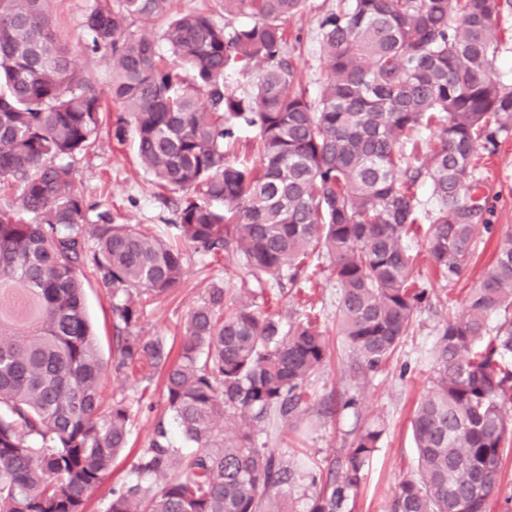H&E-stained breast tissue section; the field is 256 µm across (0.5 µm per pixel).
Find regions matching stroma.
Returning a JSON list of instances; mask_svg holds the SVG:
<instances>
[{"label":"stroma","instance_id":"obj_1","mask_svg":"<svg viewBox=\"0 0 512 512\" xmlns=\"http://www.w3.org/2000/svg\"><path fill=\"white\" fill-rule=\"evenodd\" d=\"M338 2L306 0L303 10L286 23L290 35L300 39L291 53L292 62L312 99L318 98L326 76L319 58V25ZM89 4L90 0H50L49 13L53 23L68 34L80 72L104 89L110 74L106 58L84 52L80 45L81 22ZM73 167L76 183L90 204L89 220H96L98 213L107 211L117 222L170 236L177 221L178 197L172 194L160 198L151 177L137 162L133 141L121 144L103 136L94 153L75 156ZM476 176L487 201L493 234L511 230L512 132L500 137L495 155L481 161ZM493 234L479 235L477 259L454 283L431 275L425 240L412 242L411 251L422 274L420 285L426 288L427 295L409 336L386 366L376 372H356L353 355L339 334V291L328 260H321L313 288L300 292L287 284L276 299L270 300L272 312L287 323L301 320L308 308H315L319 327L331 348L329 361L309 381L310 398L295 434L287 442L289 447L301 450L320 482L285 487L282 497L288 512H305L308 498L321 492L324 482L334 479L339 460L358 435L369 428L379 430L381 436L362 483L348 494L345 512H389L397 485L417 466L410 418L421 396L433 384L440 331L449 316L462 313L467 290L480 278L492 255ZM185 268L179 288L144 306L138 322L140 335L180 343L188 314L205 299L210 288L226 284L252 290L258 287L243 261L233 254L214 260L190 250L185 255ZM84 299L105 365L103 401L108 404L124 398L133 404L129 446L87 503V512H107L113 484L130 472L151 440L156 417L166 405V390L161 376L115 372L110 294L91 277L84 282Z\"/></svg>","mask_w":512,"mask_h":512}]
</instances>
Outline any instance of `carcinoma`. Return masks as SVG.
Wrapping results in <instances>:
<instances>
[{
    "label": "carcinoma",
    "mask_w": 512,
    "mask_h": 512,
    "mask_svg": "<svg viewBox=\"0 0 512 512\" xmlns=\"http://www.w3.org/2000/svg\"><path fill=\"white\" fill-rule=\"evenodd\" d=\"M174 0H92L83 47L106 57L118 115L113 137L133 135L155 186L180 195V240L197 253L238 255L269 288L318 275L329 260L339 288L340 333L358 370L375 372L412 328L425 290L407 241L425 231L431 273L457 281L492 226L475 179L483 155L512 130V86L495 69L512 0H341L320 24L326 69L307 95L288 55V17L305 0H224L242 26L209 15L170 17ZM168 19L155 43L129 20ZM253 72L249 96L226 75ZM103 93L74 67L49 0H0V512H85L126 449L131 406L99 417L102 359L86 317L84 272L110 290L114 369L161 373L167 392L148 448L112 487L107 512H286L284 484L312 469L286 448H261L238 416L288 426L307 382L328 358L317 316L284 326L253 291L215 287L188 315L176 356L135 328L140 299L179 287L184 252L148 229L99 215L70 159L94 151ZM258 130L260 164L229 158L242 127ZM437 140L411 165L422 128ZM426 177L435 199L420 208ZM512 232L448 318L433 386L410 420L417 468L390 512H488L512 441ZM174 422L193 451L170 437ZM380 431L345 454L328 493L306 512H342L361 484Z\"/></svg>",
    "instance_id": "cac0c4a2"
}]
</instances>
